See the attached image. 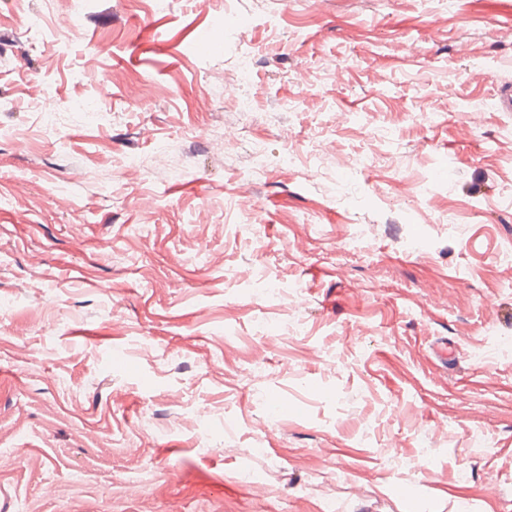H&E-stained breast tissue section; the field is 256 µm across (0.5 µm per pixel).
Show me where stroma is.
Returning a JSON list of instances; mask_svg holds the SVG:
<instances>
[{
    "mask_svg": "<svg viewBox=\"0 0 512 512\" xmlns=\"http://www.w3.org/2000/svg\"><path fill=\"white\" fill-rule=\"evenodd\" d=\"M507 84L512 0H0V512H512Z\"/></svg>",
    "mask_w": 512,
    "mask_h": 512,
    "instance_id": "35a3bbf8",
    "label": "stroma"
}]
</instances>
